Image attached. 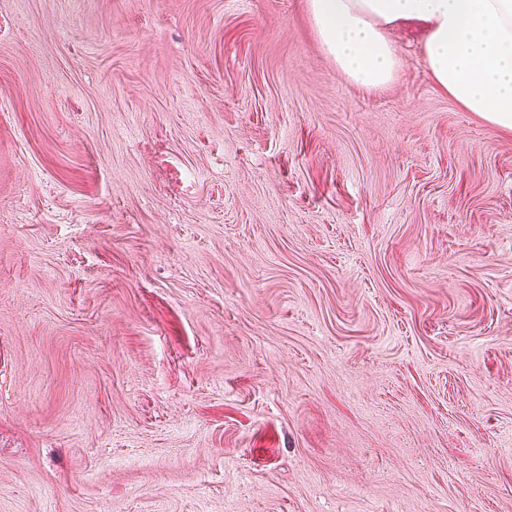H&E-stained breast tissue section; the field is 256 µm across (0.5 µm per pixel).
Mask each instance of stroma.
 <instances>
[{
	"mask_svg": "<svg viewBox=\"0 0 512 512\" xmlns=\"http://www.w3.org/2000/svg\"><path fill=\"white\" fill-rule=\"evenodd\" d=\"M390 38L0 0V512H512V133Z\"/></svg>",
	"mask_w": 512,
	"mask_h": 512,
	"instance_id": "35a3bbf8",
	"label": "stroma"
}]
</instances>
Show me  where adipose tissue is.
<instances>
[{"mask_svg":"<svg viewBox=\"0 0 512 512\" xmlns=\"http://www.w3.org/2000/svg\"><path fill=\"white\" fill-rule=\"evenodd\" d=\"M308 12L324 52L365 90L396 75L388 30L419 25L436 86L466 111L512 132V0H308Z\"/></svg>","mask_w":512,"mask_h":512,"instance_id":"1","label":"adipose tissue"}]
</instances>
